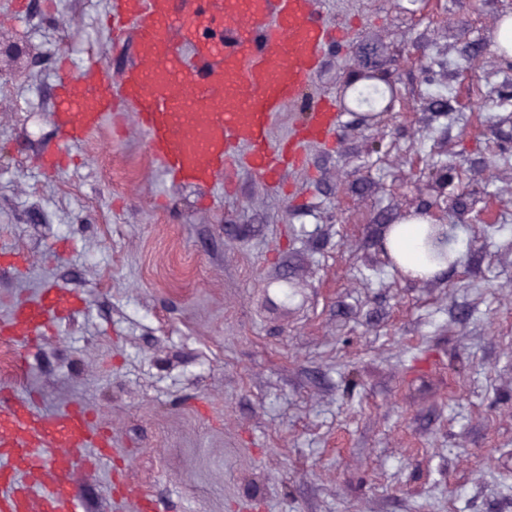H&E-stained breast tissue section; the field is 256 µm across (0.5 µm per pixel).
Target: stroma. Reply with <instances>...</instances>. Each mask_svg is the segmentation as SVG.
I'll list each match as a JSON object with an SVG mask.
<instances>
[{
	"label": "stroma",
	"mask_w": 512,
	"mask_h": 512,
	"mask_svg": "<svg viewBox=\"0 0 512 512\" xmlns=\"http://www.w3.org/2000/svg\"><path fill=\"white\" fill-rule=\"evenodd\" d=\"M512 0H330L350 39L375 34L400 62L486 49L461 99L482 111L430 119L426 85L403 81L373 123L344 113L286 183L242 166L211 192L171 186L134 124L72 149L65 171L49 120L58 60L95 48L119 71L130 42L103 27L106 0H39L0 44L26 42L30 70L0 83V277L12 300L56 284L84 306L0 383L50 411L80 403L112 430L122 474L158 512H512V151L498 160L485 221L457 231L472 250L439 277L374 266L381 210L435 196L427 164L471 157L512 113L493 44ZM349 43L326 52L312 93L354 78ZM88 512H115L109 472L76 480Z\"/></svg>",
	"instance_id": "stroma-1"
}]
</instances>
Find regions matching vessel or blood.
<instances>
[{
    "label": "vessel or blood",
    "instance_id": "vessel-or-blood-1",
    "mask_svg": "<svg viewBox=\"0 0 512 512\" xmlns=\"http://www.w3.org/2000/svg\"><path fill=\"white\" fill-rule=\"evenodd\" d=\"M327 0H109L113 39L136 53L119 74L95 54L60 62L50 113L65 146L45 156L65 168L67 148L83 144L107 117L133 116L146 155L176 186L207 187L242 164L270 180L302 157L304 142L322 141L340 123L328 98L306 115L293 142L272 143L270 124L307 90L329 46L346 39L328 25ZM82 303L79 295L45 287L20 298L0 340L23 355L45 331ZM112 464V434L83 406L40 411L30 396L0 385V512H86L75 490L78 469Z\"/></svg>",
    "mask_w": 512,
    "mask_h": 512
}]
</instances>
